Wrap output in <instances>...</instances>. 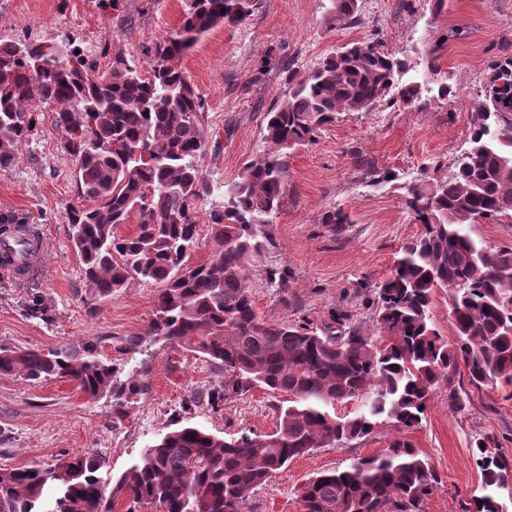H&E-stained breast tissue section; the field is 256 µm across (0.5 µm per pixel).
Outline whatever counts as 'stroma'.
I'll use <instances>...</instances> for the list:
<instances>
[{
    "mask_svg": "<svg viewBox=\"0 0 512 512\" xmlns=\"http://www.w3.org/2000/svg\"><path fill=\"white\" fill-rule=\"evenodd\" d=\"M184 7V0H126L118 13L98 9L93 0H0V41L66 38L99 68L109 63L101 55L106 49L145 70L154 44L179 25ZM353 42H377L404 59L403 82L421 83L426 91L409 107L383 103L370 112L340 113L315 144L290 151L286 198L251 269L260 318L306 322L325 333L370 328L377 287L393 271L401 246L423 230L405 206L401 185L445 179L468 149L487 69L501 53L512 54V0H360L355 18L343 25L332 0H259L243 24L216 28L181 63L204 104L207 141L198 165L217 186L236 180L259 154L265 116L286 98L292 81ZM442 84L450 89L444 98L437 94ZM61 142L51 113L42 112L17 150L16 165L0 170V215L25 216L38 225L44 244L39 271L20 284L0 277V346L47 350L95 337L114 364L146 361L145 391L116 423L110 399L88 398L69 381L0 375V467L51 464L64 452L99 454L105 459L99 475L112 486L143 448L176 426L226 439L274 432L283 395L256 390L225 402L217 414L187 409L185 399L222 380L218 369L183 347L155 343L131 356L116 350L118 338L145 332L156 286L136 281L112 299L93 298L64 219L78 189ZM356 151L395 180L372 183L353 166ZM333 206L348 215V224L323 223ZM274 270L287 272L286 283L270 281ZM453 384L467 394V410L455 413L447 392L437 390L422 424L406 434L439 477L424 512H464L479 492L474 440L512 457V385L477 387L463 370ZM395 433L385 423L368 438L294 459L253 493L249 512H302L298 492L307 479L381 453Z\"/></svg>",
    "mask_w": 512,
    "mask_h": 512,
    "instance_id": "1",
    "label": "stroma"
}]
</instances>
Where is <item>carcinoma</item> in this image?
Listing matches in <instances>:
<instances>
[{
    "label": "carcinoma",
    "mask_w": 512,
    "mask_h": 512,
    "mask_svg": "<svg viewBox=\"0 0 512 512\" xmlns=\"http://www.w3.org/2000/svg\"><path fill=\"white\" fill-rule=\"evenodd\" d=\"M333 2L340 24L358 11L357 0ZM256 5L186 0L179 25L155 44L147 75L120 53L101 71L67 39L0 43V170L14 166L18 145L33 132L34 105L52 108L75 161L79 197L94 202L65 215L92 296L110 299L134 281L161 285L146 333L119 338L118 348L134 351L152 339L202 354L224 373L205 394L214 411L255 388L290 396L272 433L221 439L182 426L144 448L116 484L127 512H246L253 491L293 459L366 438L385 420L399 435L380 454L309 479L303 512H422L437 474L404 433L422 423L433 391L448 385L450 406L463 412L469 400L452 386L460 367L475 385L512 384V249L489 250L468 231L481 219L512 220V56L488 66L468 155L433 187L408 186L405 204L423 231L401 247L395 274L377 288L373 331L320 334L306 324L264 321L253 304L250 271L262 227L284 203L288 151L314 143L341 112H368L385 100L407 104L420 87L399 84L404 60L379 45L346 46L267 113L262 150L237 180L215 188L198 168L204 106L181 61L215 27L244 23ZM353 159L376 183L395 178L360 153ZM215 190L224 206L211 215L208 258L194 265V206ZM133 212L135 232L117 234ZM438 288L448 291L450 342L430 318ZM0 374L66 379L90 398L109 395L117 421L142 391L141 373L123 375L89 337L45 352L0 347ZM343 401L359 406L350 416L331 415ZM472 454L482 493L467 512H506L501 494L512 490V459L481 439ZM102 465L98 455H74L0 468V512H112L114 496L97 475Z\"/></svg>",
    "instance_id": "cac0c4a2"
}]
</instances>
